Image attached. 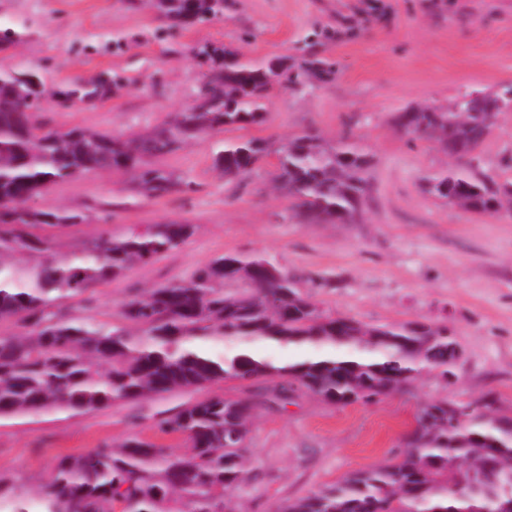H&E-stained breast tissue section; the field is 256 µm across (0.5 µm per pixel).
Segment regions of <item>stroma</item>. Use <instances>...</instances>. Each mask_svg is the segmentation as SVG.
<instances>
[{"mask_svg": "<svg viewBox=\"0 0 512 512\" xmlns=\"http://www.w3.org/2000/svg\"><path fill=\"white\" fill-rule=\"evenodd\" d=\"M20 33L0 48V67L35 73L47 128L145 135L192 105L208 75L198 50L230 47L251 60L298 61L305 53L334 74L295 90L274 89L263 123L220 129L156 159L185 185L144 194L131 170L99 171L50 184L29 209H65L81 223L53 230L65 253L102 234L149 224L195 225L192 237L95 289V318L116 323L131 297L189 277L226 254L259 255L300 280L336 317L371 326L408 320L450 325L464 350L453 383L426 372L407 390L347 406L300 394L259 413L249 434L252 482L232 495L235 512H272L286 499L344 474L398 461L419 408L486 391L512 417V209L464 211L425 192L454 163L393 123L412 107L451 108L464 93L512 85V0H224L222 18L171 27L160 0H0V30ZM108 79L105 95L78 103L77 84ZM315 131L328 143L349 135L374 158L372 189L358 224H305L275 181L271 163L228 179L215 152L237 138L290 139ZM474 165L512 178V112ZM173 393L64 419L0 421V477L34 487L56 455L85 453L132 433L158 437L155 423L188 401Z\"/></svg>", "mask_w": 512, "mask_h": 512, "instance_id": "obj_1", "label": "stroma"}]
</instances>
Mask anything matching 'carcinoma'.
<instances>
[{
	"label": "carcinoma",
	"mask_w": 512,
	"mask_h": 512,
	"mask_svg": "<svg viewBox=\"0 0 512 512\" xmlns=\"http://www.w3.org/2000/svg\"><path fill=\"white\" fill-rule=\"evenodd\" d=\"M194 22H208L224 6L193 0ZM211 74L198 106L175 113L147 136L122 138L37 123L40 92L25 74L0 69V418L44 414L69 417L117 403L176 391H200L227 379L248 395H210L188 401L157 423L184 441L177 452L138 433L114 448L60 454L51 474L30 492L0 480V512H233L231 492L252 479L249 434L258 411L284 406L300 393L338 405L375 402L402 390L426 367L456 377L442 324L407 321L371 327L333 317L302 292L295 276L267 259L225 254L177 283L161 285L124 304L122 324L69 315L61 306L92 305V289L145 264L190 238L194 224H151L126 236L103 235L76 252L54 250L50 229L77 225L82 216L28 210L22 204L51 183L94 171L130 169L155 196L178 186L148 160L166 156L182 139L265 121L274 85L332 73L320 59L297 66L243 62L228 48L204 46ZM468 112H399L394 124L413 140L464 165L427 179L425 191L473 213L497 211L512 179L498 180L472 166L496 127L497 101ZM292 208L305 224H357L370 190L371 159L342 136L327 145L312 132L271 148L265 140L224 143L214 166L245 178L270 154ZM134 330L127 329V326ZM236 338L309 348L318 356L276 365L251 352L213 355L200 345ZM482 410L446 399L426 404L406 432L394 464L347 474L332 485L276 505V512H512V417L499 414L497 395Z\"/></svg>",
	"instance_id": "obj_1"
}]
</instances>
